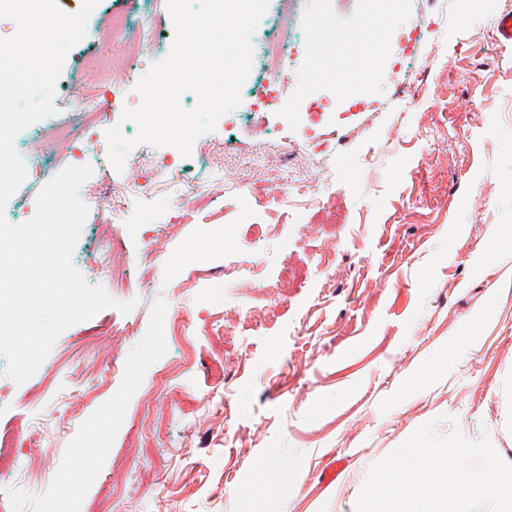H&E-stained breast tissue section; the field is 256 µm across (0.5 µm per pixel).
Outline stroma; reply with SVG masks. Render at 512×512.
<instances>
[{"mask_svg":"<svg viewBox=\"0 0 512 512\" xmlns=\"http://www.w3.org/2000/svg\"><path fill=\"white\" fill-rule=\"evenodd\" d=\"M413 7L379 24L370 0H301L279 76L252 65L240 105L189 156L140 143L118 171L105 131L136 135L122 113L175 28L167 0H100L54 105L76 111L94 88L101 122L75 144L23 130L17 151L48 172L28 171L5 217L29 220L50 173L90 165L73 263L107 289L125 265L113 297L137 305L66 329L24 383L0 357V427L38 433L0 474V512H88L120 487L112 512H247L245 491L277 472L275 512H355L369 468L431 421L512 464L507 6L485 0L466 22L467 0H430L418 27ZM116 17L155 31L138 59ZM356 34L369 52L352 54ZM340 76L365 93L344 95ZM206 233L224 240L184 253ZM82 385L94 399L77 400Z\"/></svg>","mask_w":512,"mask_h":512,"instance_id":"obj_1","label":"stroma"}]
</instances>
